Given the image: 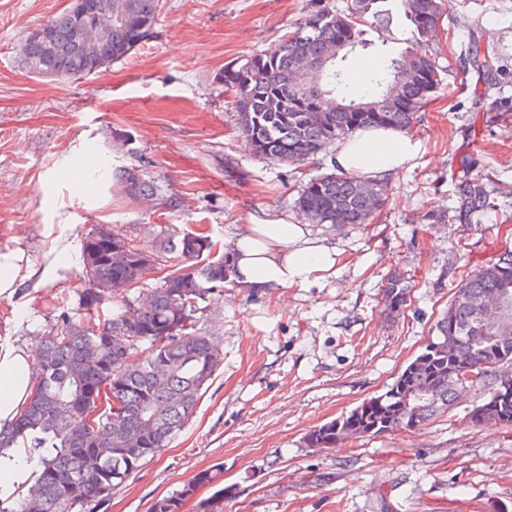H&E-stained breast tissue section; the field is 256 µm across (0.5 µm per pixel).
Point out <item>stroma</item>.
<instances>
[{
  "mask_svg": "<svg viewBox=\"0 0 512 512\" xmlns=\"http://www.w3.org/2000/svg\"><path fill=\"white\" fill-rule=\"evenodd\" d=\"M66 0H0V252L19 257L13 299L0 298V336L40 351L61 313L87 327L82 240L109 224L141 248L155 225H207L224 255L252 213L297 221L293 201L311 177L332 172L335 148L316 162L256 155L236 128L224 68L274 46L312 0H160L150 37L126 59L80 80L26 73L27 32ZM390 19L364 24L353 65L416 47L401 0ZM436 61L441 82L410 132L416 157L387 178L369 224L311 225L336 247L335 274L305 288L253 292L226 281L200 302L196 327L223 361L184 428L160 455L92 512H150L153 503L222 467L238 494L224 512H512V425H472L485 396L458 389L447 413L410 431L310 448L306 436L364 399L385 393L422 351L454 288L512 247V0H447ZM494 47V89L459 59L469 38ZM136 167L179 198L174 210L124 199L111 177L94 195L57 172L70 161ZM487 175L492 206L473 224L428 218L453 204L462 161ZM413 284L399 316L380 301L391 275Z\"/></svg>",
  "mask_w": 512,
  "mask_h": 512,
  "instance_id": "stroma-1",
  "label": "stroma"
}]
</instances>
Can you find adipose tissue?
<instances>
[{
  "instance_id": "adipose-tissue-1",
  "label": "adipose tissue",
  "mask_w": 512,
  "mask_h": 512,
  "mask_svg": "<svg viewBox=\"0 0 512 512\" xmlns=\"http://www.w3.org/2000/svg\"><path fill=\"white\" fill-rule=\"evenodd\" d=\"M418 152L410 136L388 128L355 133L338 149L333 164L349 173L382 178ZM335 247L316 242L303 224L269 212L253 216L237 237L231 259L238 287L251 289L307 286L336 271ZM34 356L0 337V428L14 423L28 401Z\"/></svg>"
}]
</instances>
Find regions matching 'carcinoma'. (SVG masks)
Returning a JSON list of instances; mask_svg holds the SVG:
<instances>
[{
	"mask_svg": "<svg viewBox=\"0 0 512 512\" xmlns=\"http://www.w3.org/2000/svg\"><path fill=\"white\" fill-rule=\"evenodd\" d=\"M96 2L101 19L112 22L108 48L79 45L65 7L25 36L24 70L36 77L87 78L127 57L152 34L160 0ZM378 2L350 0L344 13L319 9L273 47L224 69L221 81L233 98L238 130L258 156L285 163L312 160L362 129L411 130L440 82L432 54L405 50L395 55L382 49L381 66L366 76L364 90L350 87L344 50H355L357 25L376 14ZM402 2L423 45L437 43L442 0ZM338 41L343 55L322 74L321 91L297 89L293 63L316 60ZM460 56L473 63L485 90H491L493 49L474 39L461 46ZM112 178L129 200L155 196L167 209L178 206L177 198L146 171L118 169ZM454 196L451 211L437 209L429 216L470 224L490 207L486 184L467 174L454 177ZM383 204L379 181L338 170L310 178L294 200L310 224H368ZM156 236L160 246L152 252L110 224L84 237L82 305L109 307L89 329L65 315L48 337L32 369L27 404L12 426L0 430V471L18 466L20 456L36 467L22 482L25 496L0 498V512H26L30 504L38 512H71L74 505L107 496L166 447L196 409L222 358L195 329L194 315L198 302L224 287L230 264L221 255L191 269L183 266L216 253L218 243L203 230L178 237L168 224L159 226ZM151 263L166 275L160 287L142 295L135 312L128 292ZM507 285L512 286L508 248L455 288L435 336L384 394L310 431L307 446L334 448L346 438L414 429L448 410L457 388L465 385L488 394L472 410L473 424H512V374L498 373L500 366L512 368V322L491 336L483 330L479 308L482 296ZM409 295L399 274L381 289V300L395 315ZM143 343L149 353L141 361L136 351ZM101 396L106 409L90 428L85 414L98 408ZM151 411L157 414L155 424L143 430L141 419ZM213 479L211 471H200L181 490L157 500L150 512H181L197 488Z\"/></svg>",
	"mask_w": 512,
	"mask_h": 512,
	"instance_id": "obj_1",
	"label": "carcinoma"
}]
</instances>
